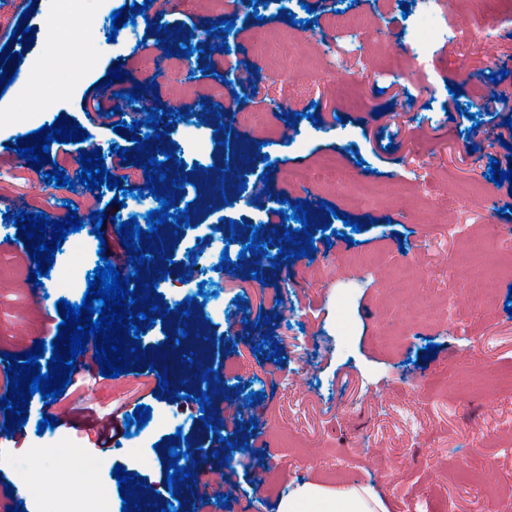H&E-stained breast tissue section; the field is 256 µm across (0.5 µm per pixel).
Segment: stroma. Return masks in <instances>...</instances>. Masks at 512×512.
<instances>
[{"label":"stroma","instance_id":"obj_1","mask_svg":"<svg viewBox=\"0 0 512 512\" xmlns=\"http://www.w3.org/2000/svg\"><path fill=\"white\" fill-rule=\"evenodd\" d=\"M401 0H307L309 20L318 30L302 31L287 16L236 5L231 18L238 41L220 56L219 39L207 31L220 25L209 0H199L193 14L166 17L168 29L196 33L191 83L175 72L150 66V46L158 33L149 30L145 15L143 47L127 42L126 27L112 29L114 10L143 5L144 0H79L88 21L74 28L67 22L68 0H0V46L22 54L18 78H30L35 96L22 122L10 113L16 85L0 82V162L10 167L0 177V392L7 389L3 354H24L39 340L54 343L62 320L59 299L80 303L87 282L59 280L66 264L90 266L107 257L119 272H131L130 254L121 245L118 222L124 209L115 208L113 191L97 195L83 185L49 184L44 170L17 164L18 137L67 117L85 128L102 147H131L146 129L119 133L90 123L82 110L88 91L109 95L103 81L113 66L123 77L115 87L143 85L141 101L159 110L200 108L212 101L225 64L251 73L237 98L224 102L225 128L213 134V155L228 164L225 183L237 188L247 172L236 155L238 141L259 143L279 138L271 164L250 178L256 207L275 193L289 204H304L313 216L315 250L304 258L284 259L271 246L262 263L263 280L252 277V258L225 277V299L243 297V309L232 310L225 334L235 336L226 348V366L241 364L224 393L243 400L257 393L249 407L253 426L237 435L239 446L226 462L213 459L212 427L223 423L220 407H199L181 399L193 413L181 437L171 429L157 431L139 444L125 435V421L137 406L152 415L169 408V392L148 366L116 378L100 374L97 359H85L84 381L97 387L101 408L115 419L113 444L99 450L90 443L75 404L81 389L64 399L32 402L28 420L7 440L21 455L35 446H54L55 458L44 459L54 473L49 497H29L17 488L12 498L27 512H51L53 499L67 495L62 479L70 469L69 440L104 460L103 469L82 472L122 512L112 472L124 466L145 479L160 497L169 494L168 449L185 442L202 448L207 480L198 481L190 512H276L281 492L317 480L329 487L371 486L387 501L388 512H512V316L505 310L512 298V257L498 245L504 229H512V184H495L489 163L512 169V106L493 112L486 95L496 90L512 95V20L497 21L487 31L479 11L436 0L440 27L466 20L475 38L459 43L439 40L430 54L414 59L409 19L426 0L401 7ZM361 8L368 18L357 35L353 53L327 23L340 9ZM52 22L54 43L36 37L31 48L12 41L17 23L42 27ZM115 41H108V34ZM97 44L100 54L86 67V52ZM342 57L331 69L325 47ZM74 74L69 98L58 100L47 90L48 78ZM248 112L266 113L264 127L240 121ZM295 122H288V115ZM350 171L343 186L319 183L300 187L297 170L323 160ZM373 171V179L362 176ZM74 198L85 222L69 233L57 249L54 268L43 279L47 296L28 280L35 269L29 250L12 221L18 210L46 213L50 220L65 212L50 211V195ZM106 217L101 235L87 221L94 211ZM357 219L361 231L352 242L327 238L322 227ZM483 270L501 272L496 296L478 302L465 261ZM264 326H257L258 318ZM280 350V360L270 357ZM65 420L38 432L49 409ZM340 448L344 461L332 464L323 449ZM223 486L221 505L200 494Z\"/></svg>","mask_w":512,"mask_h":512}]
</instances>
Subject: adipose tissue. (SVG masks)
Masks as SVG:
<instances>
[{"instance_id": "obj_1", "label": "adipose tissue", "mask_w": 512, "mask_h": 512, "mask_svg": "<svg viewBox=\"0 0 512 512\" xmlns=\"http://www.w3.org/2000/svg\"><path fill=\"white\" fill-rule=\"evenodd\" d=\"M277 512H388L382 495L370 487L331 488L307 481L280 495Z\"/></svg>"}]
</instances>
